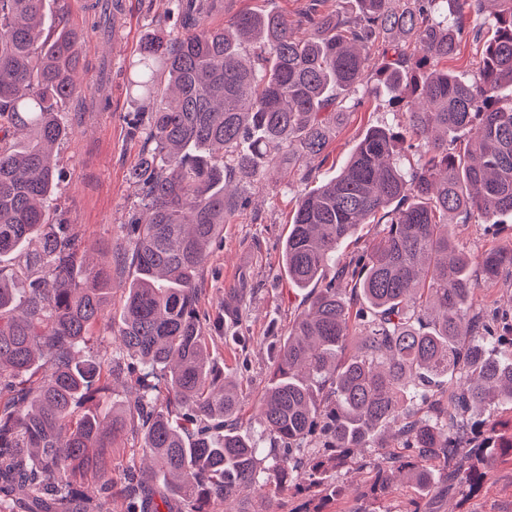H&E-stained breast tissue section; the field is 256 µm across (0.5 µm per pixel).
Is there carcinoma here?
<instances>
[{"label":"carcinoma","instance_id":"carcinoma-1","mask_svg":"<svg viewBox=\"0 0 512 512\" xmlns=\"http://www.w3.org/2000/svg\"><path fill=\"white\" fill-rule=\"evenodd\" d=\"M355 17L303 14L295 34L278 13L204 24L208 0H173L172 30L139 48L133 90L170 94L128 115L150 147L134 175L144 216L128 224V286L112 364L90 342L106 320L112 267H86L78 233L54 216L51 155L68 136L61 104L81 92L83 32L43 34V0H0V257L25 254L39 275L0 265V512H112L114 443L129 437L152 460L122 467L125 512H208L241 502L271 471L288 490L330 479L354 448H382L395 429L404 453L372 466L369 492L408 475L424 486L438 462L474 493L512 434L458 416L512 402V317L475 309L483 281L512 277V247L464 253L448 215L512 217V0H361ZM122 0L90 5L107 25ZM490 25L493 37L482 38ZM396 33L380 71L407 103L404 131L370 130L336 177L304 194L282 265L306 304L275 347L258 402L273 439L233 424L239 390L209 361L198 275L224 224L243 206L228 185L259 187L270 172L321 156L336 111L359 103L366 52ZM483 43L466 79L441 64L463 38ZM470 134L467 152L456 134ZM361 224L381 227L361 252L339 249ZM362 343L347 351L352 336ZM498 346L490 356L489 344ZM125 378L137 395L119 414L75 416Z\"/></svg>","mask_w":512,"mask_h":512}]
</instances>
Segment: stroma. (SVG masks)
Returning a JSON list of instances; mask_svg holds the SVG:
<instances>
[{"label":"stroma","mask_w":512,"mask_h":512,"mask_svg":"<svg viewBox=\"0 0 512 512\" xmlns=\"http://www.w3.org/2000/svg\"><path fill=\"white\" fill-rule=\"evenodd\" d=\"M308 0H219L207 23L221 27L237 14L275 11L289 21L301 20ZM168 0H123L125 27L121 37H105L86 29L79 46L83 82L81 96L63 106L71 129L57 147L56 206L73 224L83 242L86 264L113 261L128 248L124 226L141 206V190L132 173L144 141L132 137L128 113L148 108L130 83L143 37L157 28H170ZM360 103L344 109L333 128L319 167L310 179L299 171L273 177L259 189L245 192L238 210L212 246L199 275V309L206 314L208 354L241 393L237 423L260 448L270 446L255 422L258 401L269 383L270 348L286 336L288 325L303 306L305 295L292 287L283 270L281 253L298 199L319 182L336 175L356 144L370 130L407 124L405 104L395 102L378 80L359 93ZM461 247L480 252L512 244V224H488L475 218L451 224ZM381 451L358 449L338 476L341 491L325 487L306 495L271 494L255 498L257 512H404L416 494L411 485L396 482L389 494L375 500L365 484L370 464ZM427 512H512V458L497 460L476 493L459 485L438 487Z\"/></svg>","instance_id":"35a3bbf8"}]
</instances>
